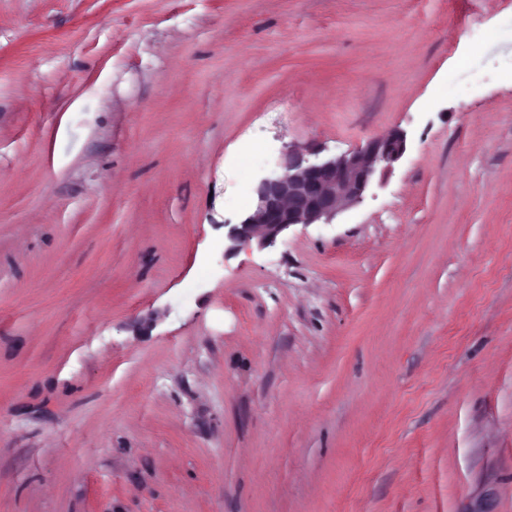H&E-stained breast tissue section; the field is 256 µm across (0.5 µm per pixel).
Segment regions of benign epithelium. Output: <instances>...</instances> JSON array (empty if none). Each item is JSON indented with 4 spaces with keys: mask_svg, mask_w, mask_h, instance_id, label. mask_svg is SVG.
Wrapping results in <instances>:
<instances>
[{
    "mask_svg": "<svg viewBox=\"0 0 512 512\" xmlns=\"http://www.w3.org/2000/svg\"><path fill=\"white\" fill-rule=\"evenodd\" d=\"M405 152L401 131L338 156L285 146L281 166L259 178L241 222L229 229L233 248L253 243L266 248L292 226L332 223L339 212L363 200L378 168H391Z\"/></svg>",
    "mask_w": 512,
    "mask_h": 512,
    "instance_id": "7a95c632",
    "label": "benign epithelium"
}]
</instances>
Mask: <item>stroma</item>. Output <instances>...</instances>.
<instances>
[{"instance_id": "1", "label": "stroma", "mask_w": 512, "mask_h": 512, "mask_svg": "<svg viewBox=\"0 0 512 512\" xmlns=\"http://www.w3.org/2000/svg\"><path fill=\"white\" fill-rule=\"evenodd\" d=\"M506 19L0 0V512H512ZM396 130L361 203L231 249L245 143Z\"/></svg>"}]
</instances>
